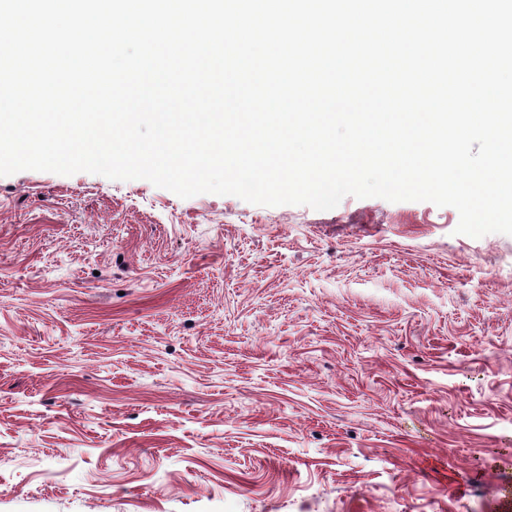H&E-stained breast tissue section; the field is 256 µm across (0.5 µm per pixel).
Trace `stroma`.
Wrapping results in <instances>:
<instances>
[{
    "label": "stroma",
    "mask_w": 512,
    "mask_h": 512,
    "mask_svg": "<svg viewBox=\"0 0 512 512\" xmlns=\"http://www.w3.org/2000/svg\"><path fill=\"white\" fill-rule=\"evenodd\" d=\"M458 221L0 176V512H512V235Z\"/></svg>",
    "instance_id": "stroma-1"
}]
</instances>
